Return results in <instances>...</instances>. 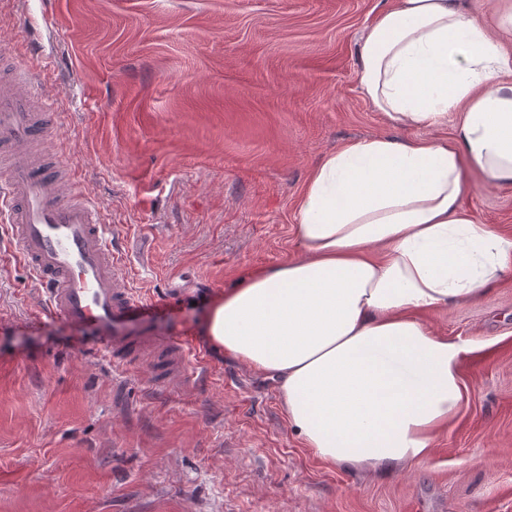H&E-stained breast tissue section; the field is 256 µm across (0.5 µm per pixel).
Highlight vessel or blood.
Wrapping results in <instances>:
<instances>
[{
  "mask_svg": "<svg viewBox=\"0 0 512 512\" xmlns=\"http://www.w3.org/2000/svg\"><path fill=\"white\" fill-rule=\"evenodd\" d=\"M55 114L29 67L0 82V210L11 226L14 257L30 267L49 311L80 326L101 354L125 363L128 349L153 353L154 376L171 386L188 379L182 342L140 334L148 304L130 286L95 206L69 163L40 153Z\"/></svg>",
  "mask_w": 512,
  "mask_h": 512,
  "instance_id": "vessel-or-blood-1",
  "label": "vessel or blood"
}]
</instances>
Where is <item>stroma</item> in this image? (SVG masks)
<instances>
[{
	"label": "stroma",
	"instance_id": "35a3bbf8",
	"mask_svg": "<svg viewBox=\"0 0 512 512\" xmlns=\"http://www.w3.org/2000/svg\"><path fill=\"white\" fill-rule=\"evenodd\" d=\"M391 0H50L31 20L0 0V52L38 68L104 224L127 240L144 330L190 342L166 389L146 360L113 366L46 312L22 264L0 260V512H512V267L475 302L423 319L464 342L457 416L431 459L376 475L319 459L274 382L201 333L249 271L300 257L296 206L337 147L404 131L360 85L364 35ZM504 56L512 0H460ZM461 206L512 237V185L479 169Z\"/></svg>",
	"mask_w": 512,
	"mask_h": 512
}]
</instances>
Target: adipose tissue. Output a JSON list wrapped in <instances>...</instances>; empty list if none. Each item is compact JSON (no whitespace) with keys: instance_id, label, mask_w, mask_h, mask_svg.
<instances>
[{"instance_id":"1","label":"adipose tissue","mask_w":512,"mask_h":512,"mask_svg":"<svg viewBox=\"0 0 512 512\" xmlns=\"http://www.w3.org/2000/svg\"><path fill=\"white\" fill-rule=\"evenodd\" d=\"M512 66L457 0H393L360 51L374 111L402 129L459 113L453 142L377 136L327 153L297 207L299 258L242 276L203 334L274 380L320 459L421 465L464 399L466 347L419 318L482 298L512 238L461 209L467 167L512 183Z\"/></svg>"}]
</instances>
